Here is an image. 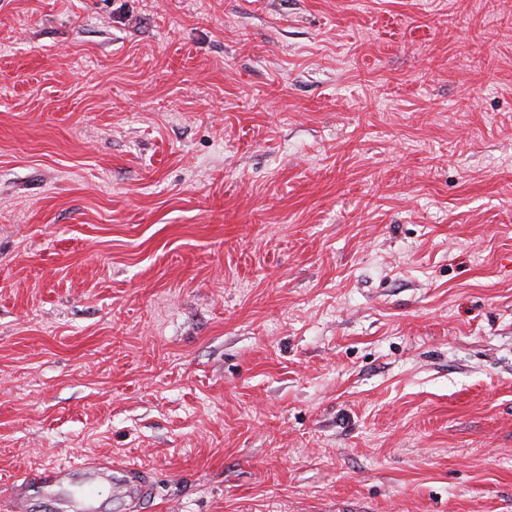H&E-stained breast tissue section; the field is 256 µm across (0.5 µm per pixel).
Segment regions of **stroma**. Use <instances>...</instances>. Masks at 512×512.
I'll return each instance as SVG.
<instances>
[{"label":"stroma","mask_w":512,"mask_h":512,"mask_svg":"<svg viewBox=\"0 0 512 512\" xmlns=\"http://www.w3.org/2000/svg\"><path fill=\"white\" fill-rule=\"evenodd\" d=\"M512 512V0H0V499ZM102 465L104 464L100 462L85 460L82 464L70 467H47L27 474L17 485L35 484L44 488L59 487L70 482L77 474H93L100 468L112 469V465L101 467ZM113 473L118 477L112 482L113 492L119 496L134 495L138 498H150L152 488L146 480V471L135 462L128 463L119 467H114Z\"/></svg>","instance_id":"obj_1"}]
</instances>
